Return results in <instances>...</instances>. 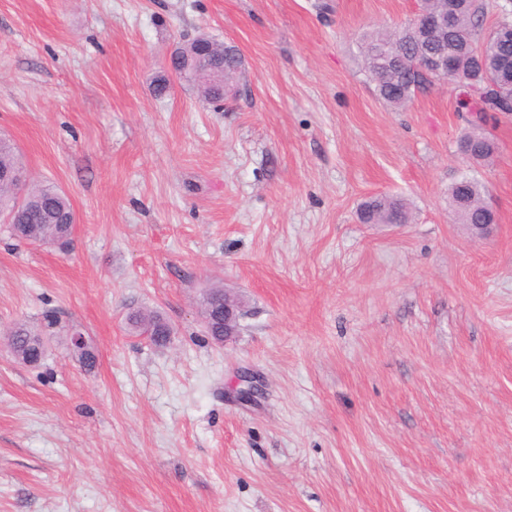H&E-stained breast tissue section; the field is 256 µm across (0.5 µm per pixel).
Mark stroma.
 Returning <instances> with one entry per match:
<instances>
[{
	"instance_id": "stroma-1",
	"label": "stroma",
	"mask_w": 512,
	"mask_h": 512,
	"mask_svg": "<svg viewBox=\"0 0 512 512\" xmlns=\"http://www.w3.org/2000/svg\"><path fill=\"white\" fill-rule=\"evenodd\" d=\"M417 8L0 0V135L76 214L67 252L0 216V332L59 318L41 365L0 340V512H512V114L475 166L453 84L378 98L359 38ZM202 33L239 47L249 96L218 109L174 75L155 98ZM464 172L488 238L448 211ZM378 195L412 222L361 223ZM215 286L243 302L223 346ZM138 308L168 346L130 332Z\"/></svg>"
}]
</instances>
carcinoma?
<instances>
[{"mask_svg":"<svg viewBox=\"0 0 512 512\" xmlns=\"http://www.w3.org/2000/svg\"><path fill=\"white\" fill-rule=\"evenodd\" d=\"M496 21L512 20V7L501 0H458V14L440 38L433 42L422 40L413 22L394 30H373L361 43V51L369 80L379 98L395 109L405 107L418 93L428 90L437 78L423 72L420 62L429 52L448 51L456 54L454 73L448 81L459 90L460 107L471 112L482 123L488 122L491 112H512V67L503 68L500 58L504 52L501 43L490 37L485 28L489 12ZM215 57L224 64L228 85L241 82L237 72L241 60L224 55L222 45L216 46ZM463 140L467 142L470 158L477 162L490 161L497 150L493 135L487 128L479 131L468 127ZM21 162L14 143L0 137V168H19ZM486 186L468 174L456 179L448 190V204L461 224H488L495 221L486 211ZM0 209L11 216V230L27 240L51 244L64 237L69 218L73 214L68 197L52 184L29 186L23 196L0 189ZM359 219L364 224H405L409 221L406 202L394 196H376L359 207ZM132 328L156 346L165 345L160 337L163 320L155 312L139 310L129 315ZM44 332L21 324L9 341L13 347L32 352L34 363H39L46 351L33 347L32 337Z\"/></svg>","mask_w":512,"mask_h":512,"instance_id":"cac0c4a2","label":"carcinoma"}]
</instances>
